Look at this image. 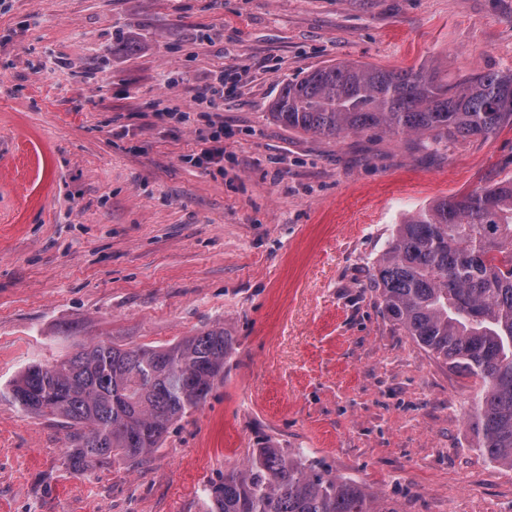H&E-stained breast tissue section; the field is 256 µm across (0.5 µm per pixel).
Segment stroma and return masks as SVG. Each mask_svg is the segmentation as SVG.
Here are the masks:
<instances>
[{
    "mask_svg": "<svg viewBox=\"0 0 512 512\" xmlns=\"http://www.w3.org/2000/svg\"><path fill=\"white\" fill-rule=\"evenodd\" d=\"M339 61L433 64L452 85L511 71L512 0L0 6V388L83 345L233 338L205 404L142 464L71 471L68 429L0 398V512H206L204 487L266 441L396 512H512V470L467 425L471 379L370 288L395 224L512 179V123L432 154L273 120L283 84ZM222 72L236 93L197 101ZM215 123L224 161L196 165Z\"/></svg>",
    "mask_w": 512,
    "mask_h": 512,
    "instance_id": "1",
    "label": "stroma"
}]
</instances>
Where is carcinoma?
Segmentation results:
<instances>
[{
	"label": "carcinoma",
	"instance_id": "obj_1",
	"mask_svg": "<svg viewBox=\"0 0 512 512\" xmlns=\"http://www.w3.org/2000/svg\"><path fill=\"white\" fill-rule=\"evenodd\" d=\"M272 116L322 137L425 134L437 153L512 120V73L477 71L450 86L434 65L342 61L285 84ZM371 288L405 335L474 379L479 450L512 469V179L438 199L395 225ZM232 349L222 327L162 348L97 343L58 365H28L0 397L70 428L75 472L94 461L143 462L206 401ZM204 496L207 512H397L303 451L266 445Z\"/></svg>",
	"mask_w": 512,
	"mask_h": 512
}]
</instances>
